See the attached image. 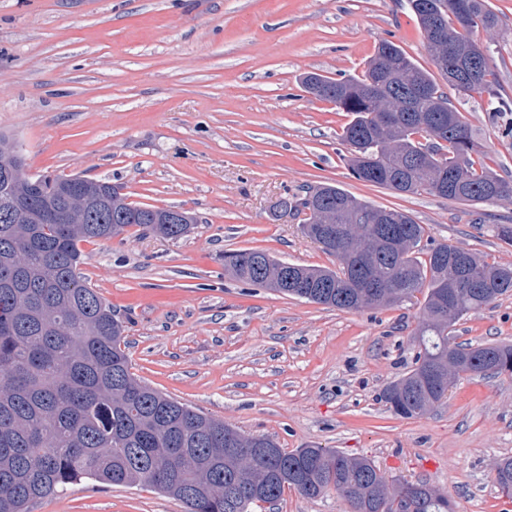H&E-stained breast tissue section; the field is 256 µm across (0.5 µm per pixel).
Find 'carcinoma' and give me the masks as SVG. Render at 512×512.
Returning a JSON list of instances; mask_svg holds the SVG:
<instances>
[{"mask_svg": "<svg viewBox=\"0 0 512 512\" xmlns=\"http://www.w3.org/2000/svg\"><path fill=\"white\" fill-rule=\"evenodd\" d=\"M476 25H462L460 7ZM426 40L433 27L478 45L475 34L496 26L486 0H410ZM441 76L458 92L499 94L488 80L482 48L475 83L462 86L444 57L432 50ZM304 88L351 115L341 139L353 176L401 194L426 191L441 198L492 206L512 199V182L476 160L478 144L460 110L438 83L395 44L379 43L360 76L333 79L310 73ZM431 120L422 124L417 115ZM111 182L79 175L24 173L0 181V512H29L42 499L82 479L148 486L181 501L186 512H255L274 506L285 489L315 499L330 492L347 512H454L448 495L424 482L389 480L372 461L331 448L285 451L262 435L245 436L143 384L130 372L124 326L112 307L80 276L79 244L106 240L138 226L177 238L186 224H166L165 209L119 199L96 201ZM316 201L287 207L310 210L302 233L340 261L338 270L290 265L304 287L282 284V262L259 250L224 254L239 281L271 287L311 302L352 311L401 303L424 294L415 334V367L389 385L394 414L415 418L447 397L451 376L512 375V344L452 346L449 330L512 292V267L489 264L462 248L438 244L420 260L424 228L397 210L376 208L332 185ZM382 235L405 241L398 254L381 251ZM468 264L480 287L449 295L451 272L440 253ZM374 277L386 288L357 284ZM445 369L436 381L430 369ZM493 483L512 497V458L495 467Z\"/></svg>", "mask_w": 512, "mask_h": 512, "instance_id": "1", "label": "carcinoma"}]
</instances>
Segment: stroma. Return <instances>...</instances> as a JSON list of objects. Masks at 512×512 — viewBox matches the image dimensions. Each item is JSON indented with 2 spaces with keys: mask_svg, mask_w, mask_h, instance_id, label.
Wrapping results in <instances>:
<instances>
[{
  "mask_svg": "<svg viewBox=\"0 0 512 512\" xmlns=\"http://www.w3.org/2000/svg\"><path fill=\"white\" fill-rule=\"evenodd\" d=\"M497 27L490 79L507 108L449 90L512 180V0H488ZM435 66L408 0H0V134L30 174L122 186L128 201L185 209L177 239L126 228L81 243L79 272L126 328L135 377L280 448L365 456L388 478L447 491L455 512H512L493 484L512 457V376L463 375L427 414L395 415L384 389L415 363L423 294L342 311L244 284L230 251L338 268L284 199L333 184L408 213L423 246L448 244L512 265V201L479 209L356 180L341 140L348 113L302 77L361 74L380 40ZM453 343L512 344V293L458 320ZM149 487L81 480L31 512H184Z\"/></svg>",
  "mask_w": 512,
  "mask_h": 512,
  "instance_id": "1",
  "label": "stroma"
}]
</instances>
